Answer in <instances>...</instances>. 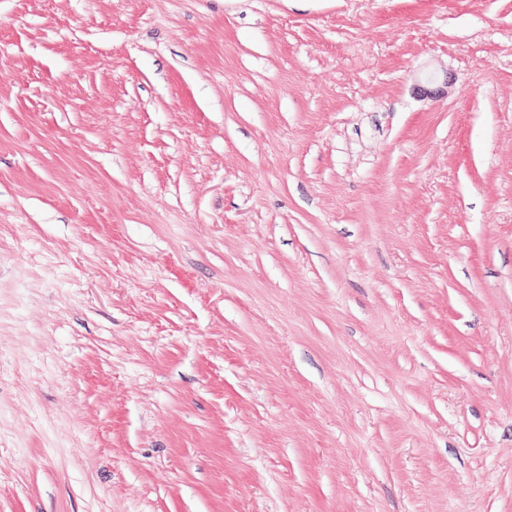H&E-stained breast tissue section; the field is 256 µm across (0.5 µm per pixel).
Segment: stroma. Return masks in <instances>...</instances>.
Instances as JSON below:
<instances>
[{
    "instance_id": "35a3bbf8",
    "label": "stroma",
    "mask_w": 512,
    "mask_h": 512,
    "mask_svg": "<svg viewBox=\"0 0 512 512\" xmlns=\"http://www.w3.org/2000/svg\"><path fill=\"white\" fill-rule=\"evenodd\" d=\"M0 512H512V0H0Z\"/></svg>"
}]
</instances>
